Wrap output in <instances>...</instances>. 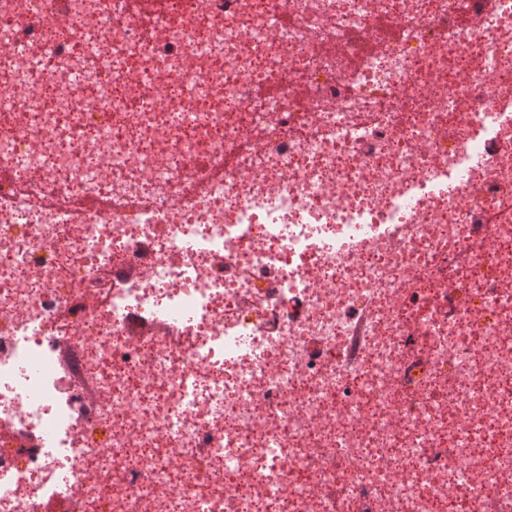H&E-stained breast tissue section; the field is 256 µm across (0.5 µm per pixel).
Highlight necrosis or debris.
<instances>
[{
  "mask_svg": "<svg viewBox=\"0 0 512 512\" xmlns=\"http://www.w3.org/2000/svg\"><path fill=\"white\" fill-rule=\"evenodd\" d=\"M0 167V512H512V0H0Z\"/></svg>",
  "mask_w": 512,
  "mask_h": 512,
  "instance_id": "1",
  "label": "necrosis or debris"
}]
</instances>
